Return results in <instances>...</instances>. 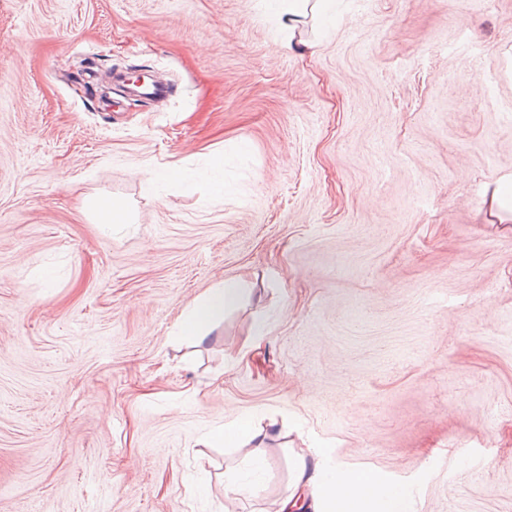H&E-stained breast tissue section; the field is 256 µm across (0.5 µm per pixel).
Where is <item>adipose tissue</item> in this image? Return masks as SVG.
<instances>
[{"instance_id":"adipose-tissue-1","label":"adipose tissue","mask_w":512,"mask_h":512,"mask_svg":"<svg viewBox=\"0 0 512 512\" xmlns=\"http://www.w3.org/2000/svg\"><path fill=\"white\" fill-rule=\"evenodd\" d=\"M316 3L322 19H330L336 8L335 0H275L272 18L282 36L283 47H291L297 22L309 3ZM241 296L238 284L224 283L210 289L202 298L190 305L181 320L179 337L199 345L205 342L226 308L235 305ZM269 427L258 414L237 417L223 431L217 432L216 441L235 446L252 443L248 466L260 472L265 460L263 439ZM297 490H310L313 512H362L370 502L376 503L379 512H413L412 496L408 488L381 485L370 477L338 469L321 467L307 469L304 461H297L294 468Z\"/></svg>"}]
</instances>
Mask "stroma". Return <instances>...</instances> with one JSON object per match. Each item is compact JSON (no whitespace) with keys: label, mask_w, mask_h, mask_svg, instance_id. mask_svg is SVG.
I'll return each mask as SVG.
<instances>
[{"label":"stroma","mask_w":512,"mask_h":512,"mask_svg":"<svg viewBox=\"0 0 512 512\" xmlns=\"http://www.w3.org/2000/svg\"><path fill=\"white\" fill-rule=\"evenodd\" d=\"M296 37L260 0H0V512H278L300 457L512 512V0ZM131 67L171 94L105 93ZM248 412L276 426L236 494L250 445L201 438ZM91 210L95 224L103 229L112 230V225L130 223L126 205L119 199L99 198L93 202ZM241 290L234 282L211 288L186 309L178 337L195 345L205 342L216 322L224 316V310L239 301Z\"/></svg>","instance_id":"35a3bbf8"}]
</instances>
